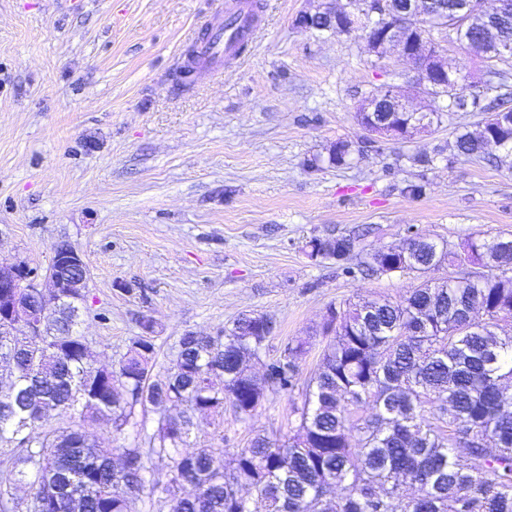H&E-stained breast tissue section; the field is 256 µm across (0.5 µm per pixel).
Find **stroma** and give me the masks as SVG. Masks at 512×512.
Returning a JSON list of instances; mask_svg holds the SVG:
<instances>
[{"label": "stroma", "mask_w": 512, "mask_h": 512, "mask_svg": "<svg viewBox=\"0 0 512 512\" xmlns=\"http://www.w3.org/2000/svg\"><path fill=\"white\" fill-rule=\"evenodd\" d=\"M259 2L240 59L185 83L197 22L226 0H0V261L47 269L62 240L83 254L92 367L117 366L145 316L161 376L183 334L262 313L275 329L254 371L307 335L303 382L319 368L329 304L399 298L415 284L346 275L310 259L309 238L353 237L360 261L411 227L452 243L512 234V168L449 155L474 116L443 113L404 143L368 135L355 113L384 84L432 107L410 86L412 64L393 52L370 63L358 31L298 25L321 0ZM339 140L352 160L328 165ZM410 182L421 197L404 194ZM297 400L268 395L247 422L229 408L196 416L191 441L232 456L296 426Z\"/></svg>", "instance_id": "35a3bbf8"}]
</instances>
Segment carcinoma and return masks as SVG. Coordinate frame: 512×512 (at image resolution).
Returning <instances> with one entry per match:
<instances>
[{
	"instance_id": "cac0c4a2",
	"label": "carcinoma",
	"mask_w": 512,
	"mask_h": 512,
	"mask_svg": "<svg viewBox=\"0 0 512 512\" xmlns=\"http://www.w3.org/2000/svg\"><path fill=\"white\" fill-rule=\"evenodd\" d=\"M385 4L380 26L361 28L367 54L399 20L404 0ZM465 4L437 0L439 18L408 29L406 39L448 29L484 64L482 77L465 74L447 98H434L447 101L449 112L482 116L479 134L456 132L452 156L484 155L489 141L512 155V74L493 91L485 88V75L507 63L499 51L512 45V0H474L469 15ZM382 117L400 131L411 115L357 113L370 133ZM350 154L351 143L338 140L327 162L343 166ZM505 240L478 234L455 245L408 241L347 266L352 237L311 238L310 259H332L349 275L396 269L421 276L446 266L456 276L434 286L424 281L399 302L330 305L319 370L302 388L296 361L309 338L289 342L259 377L240 365L270 328L246 317L218 340L181 336V351L161 378L152 377L155 325L143 317V335L131 340L118 367L93 368L76 331L86 293L68 289L73 313L51 311L55 334L43 337L53 350L46 354L37 337H23L10 386L0 389V512H18L15 485L27 477L39 512H131L144 499L163 502L168 512H512V336L498 337L490 349L487 336L471 329H496L499 313L512 314V245ZM297 388L296 428L254 438L236 450L230 468L215 466L224 449L190 445L193 414L222 416L227 402L246 422L267 393ZM172 401L179 413L158 420L151 433L139 427L137 412ZM60 407L107 422L113 434L131 426L137 443L114 448L90 439L80 424L46 427L47 413ZM165 459L173 477L160 486L146 473ZM406 482L422 494L407 497ZM184 485L193 494H179Z\"/></svg>"
}]
</instances>
